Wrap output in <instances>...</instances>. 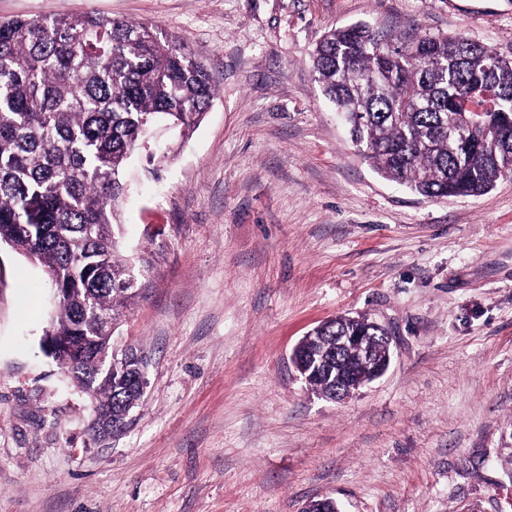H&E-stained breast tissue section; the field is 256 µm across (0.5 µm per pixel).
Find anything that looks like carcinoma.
<instances>
[{
  "label": "carcinoma",
  "instance_id": "cac0c4a2",
  "mask_svg": "<svg viewBox=\"0 0 512 512\" xmlns=\"http://www.w3.org/2000/svg\"><path fill=\"white\" fill-rule=\"evenodd\" d=\"M463 36H387L364 23L317 45L315 81L353 148L383 176L431 199L479 196L512 176V60ZM216 94L175 37L153 25L86 11L0 17V244L34 254L59 298L47 342L73 351L100 335L92 310L117 324L136 297L119 251L118 207L129 159L149 152L153 121L185 134ZM368 337L336 365V337ZM369 319L338 316L303 338L307 385L336 399L343 380L371 379L390 353ZM100 373L88 358L72 381L122 433L144 396L138 350Z\"/></svg>",
  "mask_w": 512,
  "mask_h": 512
}]
</instances>
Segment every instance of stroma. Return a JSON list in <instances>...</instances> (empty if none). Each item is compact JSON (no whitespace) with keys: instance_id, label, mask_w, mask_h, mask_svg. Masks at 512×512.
I'll list each match as a JSON object with an SVG mask.
<instances>
[{"instance_id":"stroma-1","label":"stroma","mask_w":512,"mask_h":512,"mask_svg":"<svg viewBox=\"0 0 512 512\" xmlns=\"http://www.w3.org/2000/svg\"><path fill=\"white\" fill-rule=\"evenodd\" d=\"M155 25L216 95L121 208L139 294L116 332L147 360L132 424L88 433L42 343L46 269L0 245V512H512V177L430 200L351 146L311 55L330 29L462 34L512 58V0H0ZM364 316L391 361L334 402L295 371L323 321Z\"/></svg>"}]
</instances>
